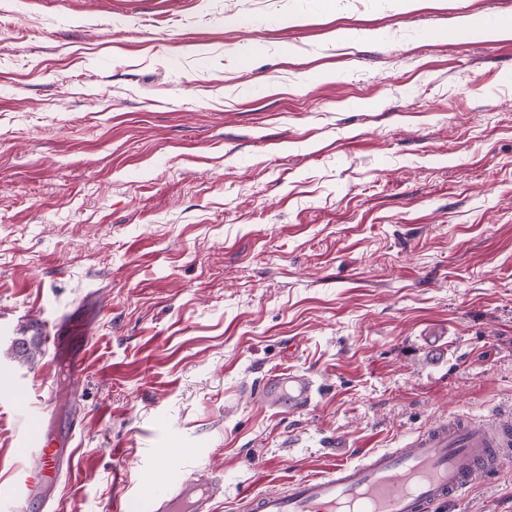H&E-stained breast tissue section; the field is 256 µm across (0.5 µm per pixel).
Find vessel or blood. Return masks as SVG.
Wrapping results in <instances>:
<instances>
[{
	"instance_id": "vessel-or-blood-1",
	"label": "vessel or blood",
	"mask_w": 512,
	"mask_h": 512,
	"mask_svg": "<svg viewBox=\"0 0 512 512\" xmlns=\"http://www.w3.org/2000/svg\"><path fill=\"white\" fill-rule=\"evenodd\" d=\"M86 321L54 324L45 338L53 349L85 334ZM314 381L291 370L265 378L261 397L268 405L291 411L308 408ZM26 462L16 470L11 502L15 512L46 503V494L70 475L74 454H60L38 431L19 437ZM512 467V419L476 426L466 420L435 424L399 448H381L350 462L337 457L327 471L292 476L280 488L240 497L241 512H440L461 501L478 483ZM162 491L149 501L115 492L111 512H213L224 496L222 478L192 474L169 481L167 468L154 473Z\"/></svg>"
}]
</instances>
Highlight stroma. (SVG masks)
<instances>
[{"mask_svg": "<svg viewBox=\"0 0 512 512\" xmlns=\"http://www.w3.org/2000/svg\"><path fill=\"white\" fill-rule=\"evenodd\" d=\"M512 0H0V512L220 475L215 512L451 417H512ZM88 327L84 378L41 346ZM438 329L440 348L424 339ZM309 373L313 405L260 397ZM121 471L123 483L112 475ZM451 512H512V468ZM18 443L20 448H25L27 463L14 473L11 489L14 510L29 512L35 502L45 508L47 492L73 472L75 455L60 454L37 430L22 431Z\"/></svg>", "mask_w": 512, "mask_h": 512, "instance_id": "obj_1", "label": "stroma"}]
</instances>
